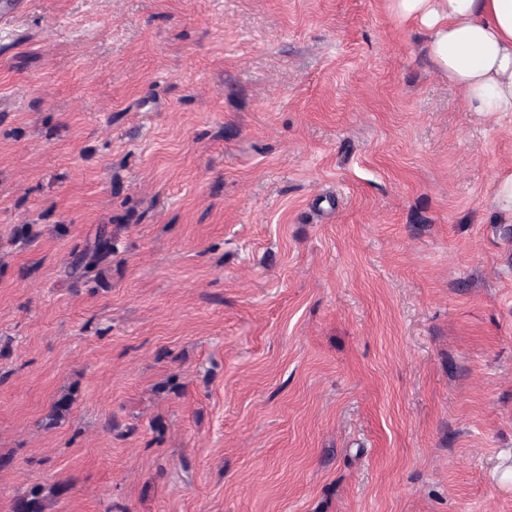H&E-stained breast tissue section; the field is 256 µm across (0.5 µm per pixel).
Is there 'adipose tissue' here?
<instances>
[{"label": "adipose tissue", "instance_id": "ef3b65f1", "mask_svg": "<svg viewBox=\"0 0 512 512\" xmlns=\"http://www.w3.org/2000/svg\"><path fill=\"white\" fill-rule=\"evenodd\" d=\"M394 20L424 33L431 68L469 111L512 114V0H388Z\"/></svg>", "mask_w": 512, "mask_h": 512}]
</instances>
